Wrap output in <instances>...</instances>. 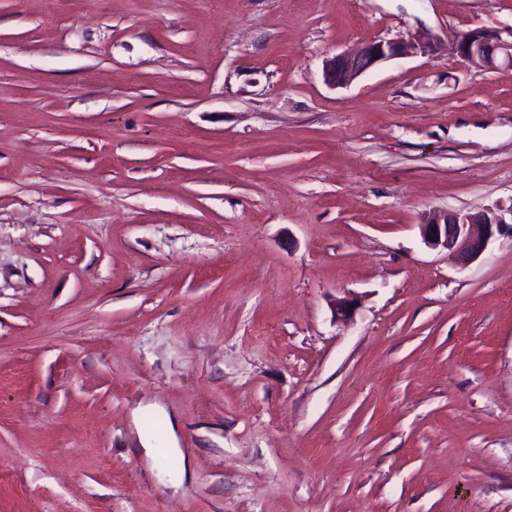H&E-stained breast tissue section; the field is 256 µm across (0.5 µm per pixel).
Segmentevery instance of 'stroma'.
I'll use <instances>...</instances> for the list:
<instances>
[{"mask_svg": "<svg viewBox=\"0 0 512 512\" xmlns=\"http://www.w3.org/2000/svg\"><path fill=\"white\" fill-rule=\"evenodd\" d=\"M477 28L512 0H0V512H512V235H420L512 206ZM438 50L433 39L420 41L415 38L370 40L352 52H343L327 58L323 63L325 82L344 88L383 62L414 55H432ZM506 229L512 233V206L478 214L443 212L421 224V236L427 247L446 249L465 266L486 251L496 233Z\"/></svg>", "mask_w": 512, "mask_h": 512, "instance_id": "obj_1", "label": "stroma"}]
</instances>
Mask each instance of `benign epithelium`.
I'll list each match as a JSON object with an SVG mask.
<instances>
[{
  "label": "benign epithelium",
  "instance_id": "7a95c632",
  "mask_svg": "<svg viewBox=\"0 0 512 512\" xmlns=\"http://www.w3.org/2000/svg\"><path fill=\"white\" fill-rule=\"evenodd\" d=\"M438 44L427 39L395 38L370 40L352 52L336 54L323 63L325 82L333 88H344L383 62L414 55H431ZM456 53L471 65L495 71L512 69V41L505 42L491 31L476 29L462 35L455 45ZM512 206L488 209L469 214L443 212L421 225L423 243L432 249L443 248L452 253L462 265L479 258L496 234L512 231Z\"/></svg>",
  "mask_w": 512,
  "mask_h": 512
}]
</instances>
